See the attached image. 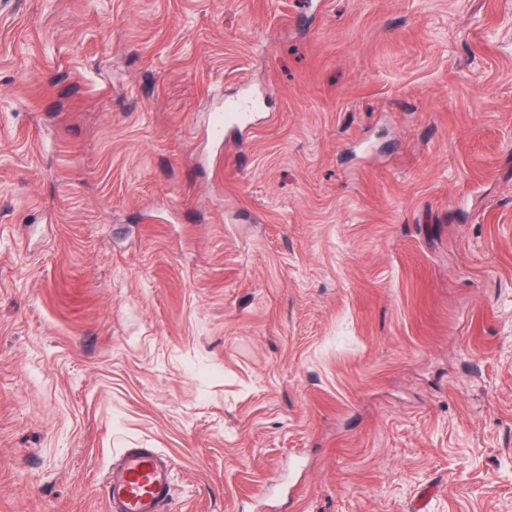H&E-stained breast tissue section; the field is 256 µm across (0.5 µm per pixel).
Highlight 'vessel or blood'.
Here are the masks:
<instances>
[{
	"label": "vessel or blood",
	"mask_w": 512,
	"mask_h": 512,
	"mask_svg": "<svg viewBox=\"0 0 512 512\" xmlns=\"http://www.w3.org/2000/svg\"><path fill=\"white\" fill-rule=\"evenodd\" d=\"M251 104L225 102L211 116L210 134L223 141L226 125L247 128ZM169 456L153 448H124L116 455L106 477L111 512H169L173 499Z\"/></svg>",
	"instance_id": "obj_1"
}]
</instances>
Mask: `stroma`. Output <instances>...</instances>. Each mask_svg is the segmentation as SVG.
I'll use <instances>...</instances> for the list:
<instances>
[{
    "label": "stroma",
    "instance_id": "obj_1",
    "mask_svg": "<svg viewBox=\"0 0 512 512\" xmlns=\"http://www.w3.org/2000/svg\"><path fill=\"white\" fill-rule=\"evenodd\" d=\"M123 448L171 512H512V0H0V512ZM252 104L248 101H226L224 109L212 113L210 122L211 137L218 142L224 141V128L232 124L248 130V118Z\"/></svg>",
    "mask_w": 512,
    "mask_h": 512
}]
</instances>
